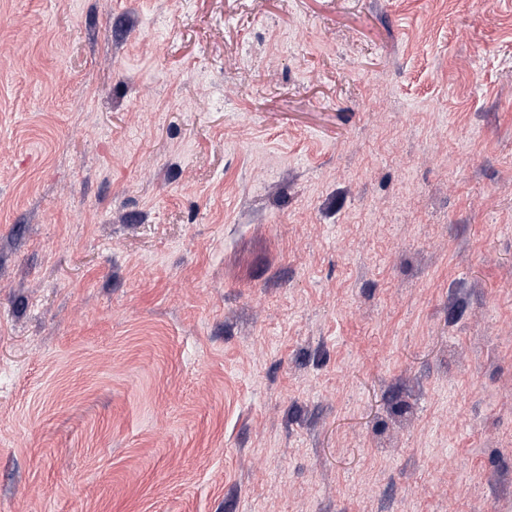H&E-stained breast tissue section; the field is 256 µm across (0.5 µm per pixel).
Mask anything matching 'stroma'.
I'll return each instance as SVG.
<instances>
[{"mask_svg": "<svg viewBox=\"0 0 512 512\" xmlns=\"http://www.w3.org/2000/svg\"><path fill=\"white\" fill-rule=\"evenodd\" d=\"M0 512H512V0H0Z\"/></svg>", "mask_w": 512, "mask_h": 512, "instance_id": "obj_1", "label": "stroma"}]
</instances>
